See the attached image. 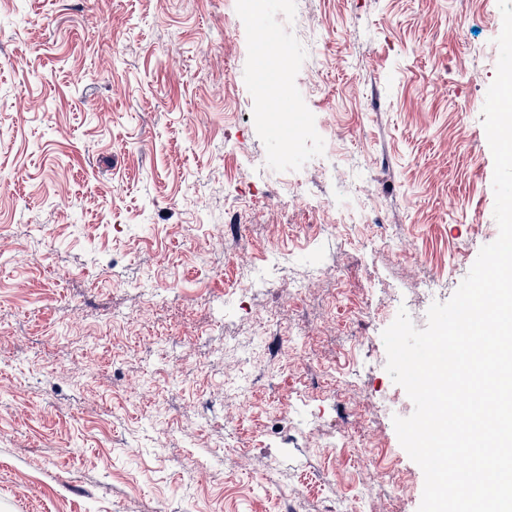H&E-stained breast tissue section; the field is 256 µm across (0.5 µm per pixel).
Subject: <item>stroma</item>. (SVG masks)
Here are the masks:
<instances>
[{"instance_id": "obj_1", "label": "stroma", "mask_w": 512, "mask_h": 512, "mask_svg": "<svg viewBox=\"0 0 512 512\" xmlns=\"http://www.w3.org/2000/svg\"><path fill=\"white\" fill-rule=\"evenodd\" d=\"M501 30L497 0H0V512H418L382 332L499 234Z\"/></svg>"}]
</instances>
